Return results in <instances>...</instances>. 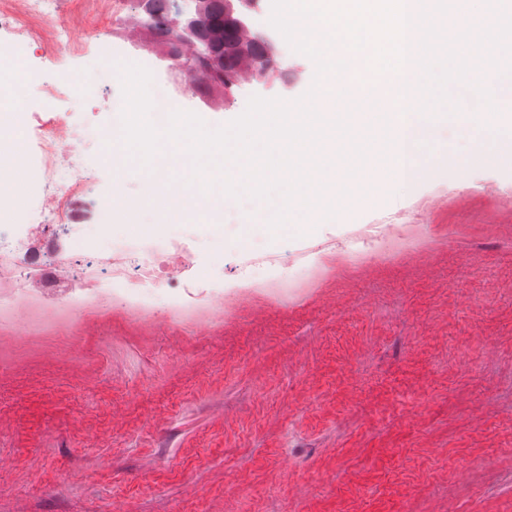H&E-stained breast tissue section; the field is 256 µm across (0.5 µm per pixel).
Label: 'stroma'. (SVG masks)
I'll return each mask as SVG.
<instances>
[{"instance_id": "stroma-1", "label": "stroma", "mask_w": 512, "mask_h": 512, "mask_svg": "<svg viewBox=\"0 0 512 512\" xmlns=\"http://www.w3.org/2000/svg\"><path fill=\"white\" fill-rule=\"evenodd\" d=\"M132 9L89 18L78 56L23 47L25 155L63 118L91 190L78 220L51 219L31 190L19 223L38 245L63 234L109 254L131 238L99 227L113 193L102 135L123 111L104 44ZM65 87L59 99L44 83ZM467 182L401 191L300 234L240 222H186L140 239L178 241L199 278L229 280L246 255L346 238L367 224H416L428 244L384 261L325 258L296 282L143 313L104 297L76 308L18 300L0 275V512H512V165L490 167L455 131Z\"/></svg>"}]
</instances>
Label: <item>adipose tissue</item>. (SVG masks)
Returning <instances> with one entry per match:
<instances>
[{
    "mask_svg": "<svg viewBox=\"0 0 512 512\" xmlns=\"http://www.w3.org/2000/svg\"><path fill=\"white\" fill-rule=\"evenodd\" d=\"M23 78L22 72L0 74V198L8 201L14 218H23L26 210L28 170L25 164L24 132L14 114L10 89Z\"/></svg>",
    "mask_w": 512,
    "mask_h": 512,
    "instance_id": "1",
    "label": "adipose tissue"
}]
</instances>
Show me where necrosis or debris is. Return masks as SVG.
Listing matches in <instances>:
<instances>
[{
    "instance_id": "1",
    "label": "necrosis or debris",
    "mask_w": 512,
    "mask_h": 512,
    "mask_svg": "<svg viewBox=\"0 0 512 512\" xmlns=\"http://www.w3.org/2000/svg\"><path fill=\"white\" fill-rule=\"evenodd\" d=\"M122 0H81L80 9H72L70 0H0V32L17 36L20 44L37 45L43 59L55 60L61 53L81 54L82 22L87 16L115 14ZM42 154L43 188L53 200L54 217L73 220L75 205L87 194L91 177L79 161L80 150L73 142L65 123L37 130ZM398 240L401 248H417L424 234L402 235L397 224H371L344 240L313 247L304 257L297 274L307 276L329 253L347 254L355 260L387 259L385 241ZM32 250L28 238L0 233V272L9 275L19 286V295H28L30 284L41 286L43 297L84 306L106 291L118 296L127 306L152 311L160 287H167V307L179 313L190 310L203 295H223L260 287V280L236 275L227 284H205L186 275L189 255L175 246L166 253L135 242H122L112 249V272L100 274L99 256L85 258L73 267L67 279H59L58 258L30 261Z\"/></svg>"
}]
</instances>
